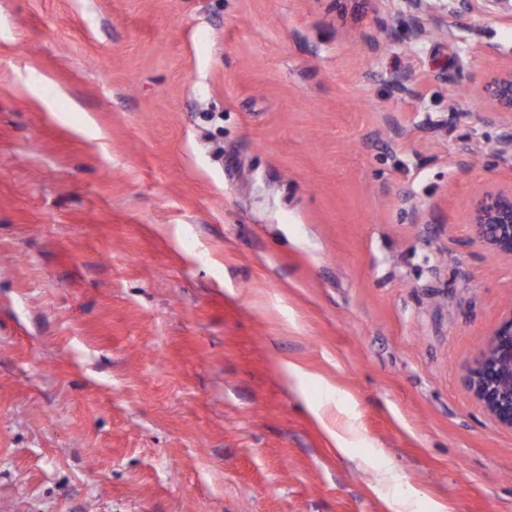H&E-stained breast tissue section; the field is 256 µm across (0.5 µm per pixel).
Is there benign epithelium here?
<instances>
[{
    "mask_svg": "<svg viewBox=\"0 0 512 512\" xmlns=\"http://www.w3.org/2000/svg\"><path fill=\"white\" fill-rule=\"evenodd\" d=\"M485 94L495 113L512 115V69L491 79ZM475 239L491 251L512 257V186L488 189L471 214ZM467 385L492 420L512 428V308L492 331L467 378Z\"/></svg>",
    "mask_w": 512,
    "mask_h": 512,
    "instance_id": "obj_1",
    "label": "benign epithelium"
}]
</instances>
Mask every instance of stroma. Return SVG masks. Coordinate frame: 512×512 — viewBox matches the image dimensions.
<instances>
[{"label": "stroma", "mask_w": 512, "mask_h": 512, "mask_svg": "<svg viewBox=\"0 0 512 512\" xmlns=\"http://www.w3.org/2000/svg\"><path fill=\"white\" fill-rule=\"evenodd\" d=\"M509 68L494 0H0V512H512ZM485 94L492 101L495 113L510 114L512 121V68L491 79L485 86ZM475 239L491 251L512 257V184L485 190L471 214ZM489 336L466 382L492 420L512 428V308Z\"/></svg>", "instance_id": "obj_1"}]
</instances>
